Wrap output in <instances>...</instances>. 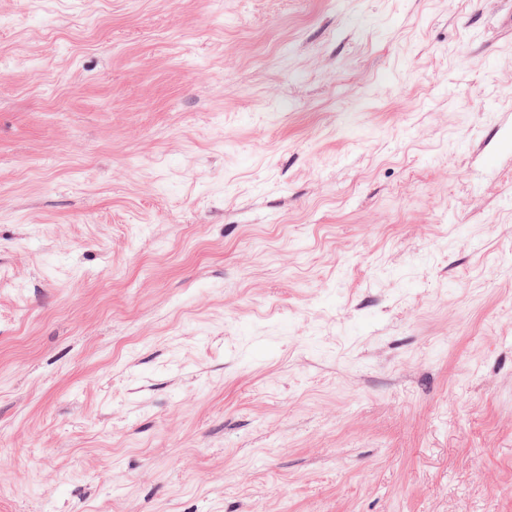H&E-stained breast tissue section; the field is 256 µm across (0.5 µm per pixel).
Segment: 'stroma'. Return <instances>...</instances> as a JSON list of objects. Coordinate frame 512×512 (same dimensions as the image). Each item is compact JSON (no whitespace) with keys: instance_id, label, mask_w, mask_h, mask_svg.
I'll return each instance as SVG.
<instances>
[{"instance_id":"35a3bbf8","label":"stroma","mask_w":512,"mask_h":512,"mask_svg":"<svg viewBox=\"0 0 512 512\" xmlns=\"http://www.w3.org/2000/svg\"><path fill=\"white\" fill-rule=\"evenodd\" d=\"M512 0H0V512H512Z\"/></svg>"}]
</instances>
